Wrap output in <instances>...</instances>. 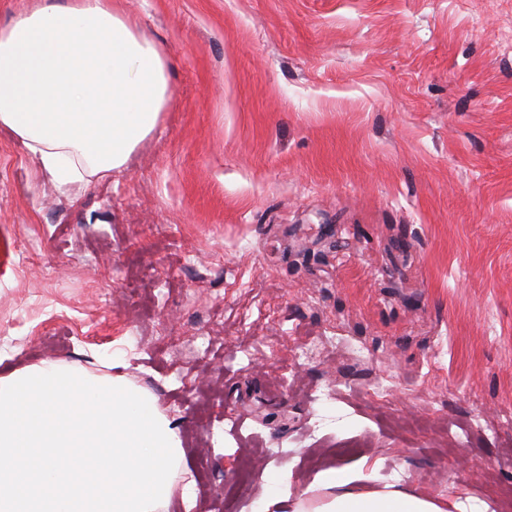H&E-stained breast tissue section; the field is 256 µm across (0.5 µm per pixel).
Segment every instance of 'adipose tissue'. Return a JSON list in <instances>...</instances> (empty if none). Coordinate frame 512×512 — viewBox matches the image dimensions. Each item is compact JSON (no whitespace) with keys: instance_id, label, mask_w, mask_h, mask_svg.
Wrapping results in <instances>:
<instances>
[{"instance_id":"adipose-tissue-1","label":"adipose tissue","mask_w":512,"mask_h":512,"mask_svg":"<svg viewBox=\"0 0 512 512\" xmlns=\"http://www.w3.org/2000/svg\"><path fill=\"white\" fill-rule=\"evenodd\" d=\"M170 95L165 56L112 0H39L0 26V124L59 185L123 167ZM329 469L293 512H444L401 489Z\"/></svg>"}]
</instances>
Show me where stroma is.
I'll use <instances>...</instances> for the list:
<instances>
[{
    "mask_svg": "<svg viewBox=\"0 0 512 512\" xmlns=\"http://www.w3.org/2000/svg\"><path fill=\"white\" fill-rule=\"evenodd\" d=\"M114 2L171 97L125 167L65 187L0 126V377L151 395L185 457L162 512L356 465L507 512L512 0Z\"/></svg>",
    "mask_w": 512,
    "mask_h": 512,
    "instance_id": "35a3bbf8",
    "label": "stroma"
}]
</instances>
